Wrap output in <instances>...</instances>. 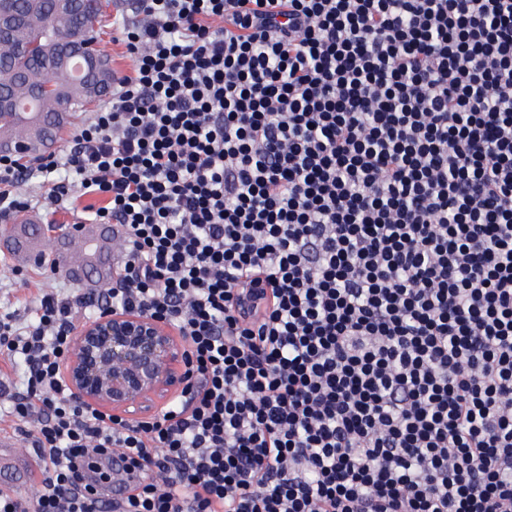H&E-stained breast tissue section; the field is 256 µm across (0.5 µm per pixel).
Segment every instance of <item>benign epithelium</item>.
Instances as JSON below:
<instances>
[{"label":"benign epithelium","instance_id":"benign-epithelium-1","mask_svg":"<svg viewBox=\"0 0 512 512\" xmlns=\"http://www.w3.org/2000/svg\"><path fill=\"white\" fill-rule=\"evenodd\" d=\"M45 48L66 65L81 59L83 72L110 64L105 53L80 35H53ZM1 143L14 154L33 152L31 144L8 127L0 128ZM187 347L186 338L170 322L114 308L76 329L62 375L78 401L137 421L161 413L187 389Z\"/></svg>","mask_w":512,"mask_h":512}]
</instances>
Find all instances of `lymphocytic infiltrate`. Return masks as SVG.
<instances>
[{"instance_id": "lymphocytic-infiltrate-1", "label": "lymphocytic infiltrate", "mask_w": 512, "mask_h": 512, "mask_svg": "<svg viewBox=\"0 0 512 512\" xmlns=\"http://www.w3.org/2000/svg\"><path fill=\"white\" fill-rule=\"evenodd\" d=\"M65 157L190 389L130 422L61 374L78 311L0 315L42 450L0 512H512V0H138ZM119 456L106 497L91 465Z\"/></svg>"}]
</instances>
